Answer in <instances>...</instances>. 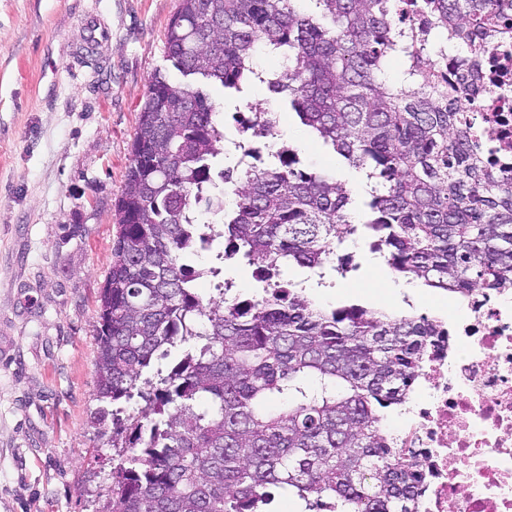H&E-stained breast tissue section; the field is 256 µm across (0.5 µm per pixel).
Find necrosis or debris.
<instances>
[{
    "instance_id": "1",
    "label": "necrosis or debris",
    "mask_w": 512,
    "mask_h": 512,
    "mask_svg": "<svg viewBox=\"0 0 512 512\" xmlns=\"http://www.w3.org/2000/svg\"><path fill=\"white\" fill-rule=\"evenodd\" d=\"M474 143L512 172V91L466 94ZM439 349L422 364L395 438L419 462V512H512V289L459 296Z\"/></svg>"
}]
</instances>
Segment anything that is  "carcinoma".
Wrapping results in <instances>:
<instances>
[{"instance_id": "1", "label": "carcinoma", "mask_w": 512, "mask_h": 512, "mask_svg": "<svg viewBox=\"0 0 512 512\" xmlns=\"http://www.w3.org/2000/svg\"><path fill=\"white\" fill-rule=\"evenodd\" d=\"M180 0L165 54L182 76L230 95L259 82L315 140L374 182L361 222L351 192L297 167L287 147L263 168L218 170L224 124L200 88L149 84L100 293L93 419L112 425V496L97 512H265L270 489L297 512H417L422 473L382 427L406 402L441 331L426 316L360 304L322 309L274 285L282 267L318 286L344 270L353 236L403 278L456 295L512 286V174L490 171L460 109L472 65L512 40V0ZM279 65L259 71L257 50ZM402 56L400 77L387 63ZM253 136L274 135L252 113ZM236 196L224 206L215 177ZM213 252L210 265L192 258ZM254 266L263 295L227 297L224 262ZM222 283L220 298L196 281ZM166 360L161 365L155 356Z\"/></svg>"}]
</instances>
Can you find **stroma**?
Returning <instances> with one entry per match:
<instances>
[{
  "mask_svg": "<svg viewBox=\"0 0 512 512\" xmlns=\"http://www.w3.org/2000/svg\"><path fill=\"white\" fill-rule=\"evenodd\" d=\"M180 0H0V512H93L112 490V454L91 419L98 299L112 266L115 203L154 73L179 79L165 31ZM109 33L88 48L84 20ZM275 146L324 171L364 213L366 178L275 103ZM356 267L316 305L376 307L365 288L398 276L365 239Z\"/></svg>",
  "mask_w": 512,
  "mask_h": 512,
  "instance_id": "obj_1",
  "label": "stroma"
}]
</instances>
